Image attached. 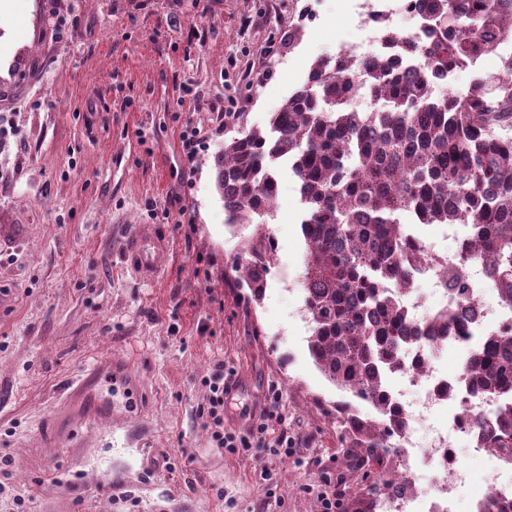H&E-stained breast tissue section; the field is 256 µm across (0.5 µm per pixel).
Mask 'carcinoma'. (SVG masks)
I'll use <instances>...</instances> for the list:
<instances>
[{
	"label": "carcinoma",
	"instance_id": "obj_1",
	"mask_svg": "<svg viewBox=\"0 0 512 512\" xmlns=\"http://www.w3.org/2000/svg\"><path fill=\"white\" fill-rule=\"evenodd\" d=\"M414 4L425 41L389 29L384 41L423 65L406 69L387 51L319 58L267 128L231 138L214 160L227 223L255 225L249 258L236 267L255 301L274 257L263 218L275 207L278 164L288 161L300 183L310 356L331 383L381 406V420L335 403L323 409L371 496L398 488L394 440L404 422L386 373L403 367V338L469 335L454 312L409 328L410 311L386 290L389 281L410 287L424 258L403 214L417 224L467 225L461 265L486 266L499 301L512 306V55L465 93H439L435 83L512 42V0ZM467 375L472 396L498 398L489 419L475 418V431L491 453L512 458V326L481 337Z\"/></svg>",
	"mask_w": 512,
	"mask_h": 512
}]
</instances>
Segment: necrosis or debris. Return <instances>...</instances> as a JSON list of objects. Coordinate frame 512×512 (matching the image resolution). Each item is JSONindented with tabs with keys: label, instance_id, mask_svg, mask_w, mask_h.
<instances>
[{
	"label": "necrosis or debris",
	"instance_id": "necrosis-or-debris-1",
	"mask_svg": "<svg viewBox=\"0 0 512 512\" xmlns=\"http://www.w3.org/2000/svg\"><path fill=\"white\" fill-rule=\"evenodd\" d=\"M442 237L453 239L455 249L440 246L437 239L422 238L425 260L414 270L413 287L398 289L397 294L410 309L415 324L425 325L441 315L457 310L459 299L441 275L443 269L460 267L458 248L467 241L462 224H445ZM441 237V238H442ZM468 285L471 311L466 325L468 336H408L404 339V366L396 371L395 383L388 392L398 404L405 430L400 440L401 471L399 478L406 490L401 495L386 494L377 506L381 512H455L460 497H467L470 512H486V494L466 492L468 470L460 464L458 439L470 440L472 456L488 457L485 448L475 443V432L465 413L489 417L494 399H475L468 391L465 372L449 374L444 364L449 351L458 349L474 354L481 335L488 330L512 324V307L490 310L485 297L492 282L479 264L462 267ZM429 284V293H421L420 284Z\"/></svg>",
	"mask_w": 512,
	"mask_h": 512
}]
</instances>
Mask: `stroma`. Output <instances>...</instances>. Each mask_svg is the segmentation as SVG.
Wrapping results in <instances>:
<instances>
[{
    "mask_svg": "<svg viewBox=\"0 0 512 512\" xmlns=\"http://www.w3.org/2000/svg\"><path fill=\"white\" fill-rule=\"evenodd\" d=\"M378 0H0V51L28 65L0 73V512H373L336 429L315 405L342 393L315 367L304 309L300 185L287 163L267 228L276 261L259 302L236 282L253 225L229 226L215 189L234 129L263 128L340 43H369L366 4ZM204 138L181 152L185 124ZM141 224L169 241L142 279L118 254ZM112 354L141 385L138 414L47 444L58 391ZM239 388L226 428L282 392L285 427L300 444L271 458L218 448L201 416L202 379L216 363ZM274 469L279 499L261 478ZM24 506H17V498Z\"/></svg>",
    "mask_w": 512,
    "mask_h": 512,
    "instance_id": "35a3bbf8",
    "label": "stroma"
}]
</instances>
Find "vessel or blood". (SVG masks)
I'll list each match as a JSON object with an SVG mask.
<instances>
[{"mask_svg": "<svg viewBox=\"0 0 512 512\" xmlns=\"http://www.w3.org/2000/svg\"><path fill=\"white\" fill-rule=\"evenodd\" d=\"M164 238L149 224L140 225L125 241L121 261L142 278L155 277L158 259L164 252ZM118 384L129 395L130 402L138 400V386L128 380L122 363L106 356L98 359L78 379L65 382L59 391L61 410L49 431V443L60 445L76 441L82 430L110 418L117 405L99 394L101 382Z\"/></svg>", "mask_w": 512, "mask_h": 512, "instance_id": "obj_1", "label": "vessel or blood"}]
</instances>
